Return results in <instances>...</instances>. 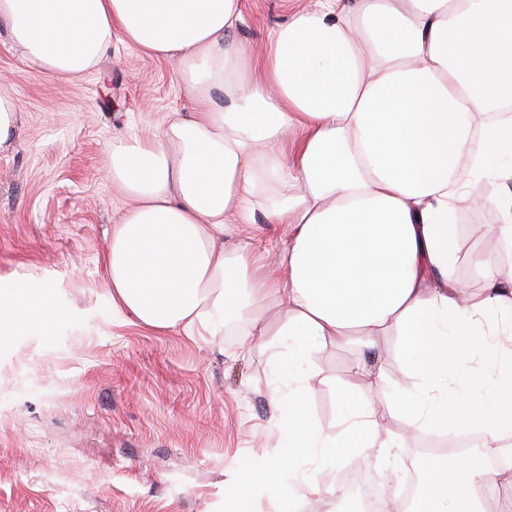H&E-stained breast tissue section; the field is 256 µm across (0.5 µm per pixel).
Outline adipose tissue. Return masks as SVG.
Masks as SVG:
<instances>
[{
    "label": "adipose tissue",
    "instance_id": "1",
    "mask_svg": "<svg viewBox=\"0 0 512 512\" xmlns=\"http://www.w3.org/2000/svg\"><path fill=\"white\" fill-rule=\"evenodd\" d=\"M240 0H0V25L37 71L76 77L114 41L177 59L195 110L154 139L112 145V178L134 200L113 224L105 256L113 318L159 332L278 336L288 372L275 399L308 396L303 371L319 347L380 349L387 339L419 378L391 396L377 363L355 368L370 400L343 399V430L291 416L274 428L290 454L341 445L363 431L376 447L383 409L408 403V431L480 425L483 452L512 473V224L481 262L480 291L454 274L458 203L475 202L478 175L506 148L488 120L512 88V0H316L267 38L266 64L231 35ZM296 152L278 148L288 128ZM282 224L283 280L246 243L255 212ZM285 308L276 327L266 302ZM65 310L47 281H0V336L49 330ZM417 512H485L496 473L440 458Z\"/></svg>",
    "mask_w": 512,
    "mask_h": 512
}]
</instances>
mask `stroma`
<instances>
[{"instance_id": "1", "label": "stroma", "mask_w": 512, "mask_h": 512, "mask_svg": "<svg viewBox=\"0 0 512 512\" xmlns=\"http://www.w3.org/2000/svg\"><path fill=\"white\" fill-rule=\"evenodd\" d=\"M311 0H241L235 41L262 55L270 29ZM0 86L20 105V135L0 152V279L48 278L69 317L48 332L0 343V512H335L343 475L393 481L414 443L379 453L351 438L326 462L294 464L321 488L315 500L284 494L289 474L271 469L284 450L270 420L277 366L267 340L238 355L241 333L218 338L157 333L112 317L105 253L127 206L108 171L112 143L152 137L177 110L192 108L177 65L114 42L79 77L27 66L0 27ZM487 205L462 216L456 274L480 289V260L493 241L474 224L504 221L512 178L486 175ZM253 247L272 277L284 226L253 217ZM350 351L325 345L305 375L313 389L297 416L340 432L345 392L367 398ZM267 468L271 494H254L242 463Z\"/></svg>"}]
</instances>
